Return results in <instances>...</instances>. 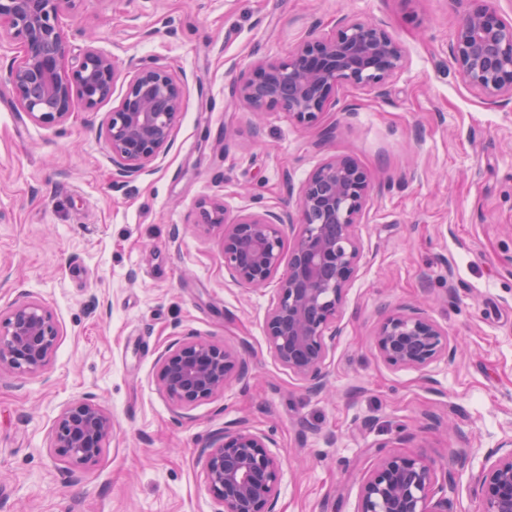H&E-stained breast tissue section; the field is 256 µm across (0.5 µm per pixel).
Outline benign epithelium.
<instances>
[{
  "instance_id": "obj_1",
  "label": "benign epithelium",
  "mask_w": 512,
  "mask_h": 512,
  "mask_svg": "<svg viewBox=\"0 0 512 512\" xmlns=\"http://www.w3.org/2000/svg\"><path fill=\"white\" fill-rule=\"evenodd\" d=\"M84 0H0V33L18 45L6 78L22 111L38 125L65 124L72 113L113 100L104 135L116 175L149 171L172 143L182 116L183 85L153 65L134 70L114 96L117 61L94 47L69 60L61 26ZM464 17L450 52L466 85L492 105L512 101V18L490 0H464ZM405 49L379 24L348 16L329 38L309 35L283 61H260L234 86L255 112L279 108L297 125H318L349 84L383 93L403 69ZM372 190L368 171L335 156L307 179L297 218L287 212L244 208L232 214L214 200L203 206L199 226L222 229L224 271L236 284L260 289L277 282V302L265 317L269 349L295 377L321 392L326 360L342 334L346 292L360 267L356 235ZM294 230L285 243L286 229ZM289 248H284V245ZM288 264H283V260ZM60 336L52 312L34 300L0 311V374H37L49 364ZM380 358L395 369L426 370L457 352L448 331L419 306L386 314L374 336ZM157 382L178 409L224 392L247 370L246 359L215 341L189 336L172 341L157 358ZM112 438V417L89 397L67 404L53 423L50 450L74 469L97 460ZM273 437L246 422L224 426L205 448L204 477L220 512H277L283 459ZM481 512H512V437L490 451L474 478ZM456 486L446 465L420 455H384L367 472L358 512H448Z\"/></svg>"
}]
</instances>
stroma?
Listing matches in <instances>:
<instances>
[{
  "label": "stroma",
  "mask_w": 512,
  "mask_h": 512,
  "mask_svg": "<svg viewBox=\"0 0 512 512\" xmlns=\"http://www.w3.org/2000/svg\"><path fill=\"white\" fill-rule=\"evenodd\" d=\"M462 14L455 0H84L64 20L71 59L92 46L185 83L170 150L120 180L102 132L111 102L47 128L0 82V309L39 301L62 330L43 372L0 376V512H218L200 450L239 421L277 443L278 512H357L385 453L449 464L450 512H478L473 477L512 435V102L488 104L456 70ZM344 15L404 46L385 94L342 88L327 137L279 110L255 119L234 83ZM341 155L373 191L330 390L316 393L270 352L274 287L225 276L221 231L199 228V205L294 210L295 191ZM418 300L460 349L423 372L392 368L377 324ZM178 331L241 352L247 375L174 409L157 357ZM86 396L111 414L112 437L67 481L49 434Z\"/></svg>",
  "instance_id": "35a3bbf8"
}]
</instances>
